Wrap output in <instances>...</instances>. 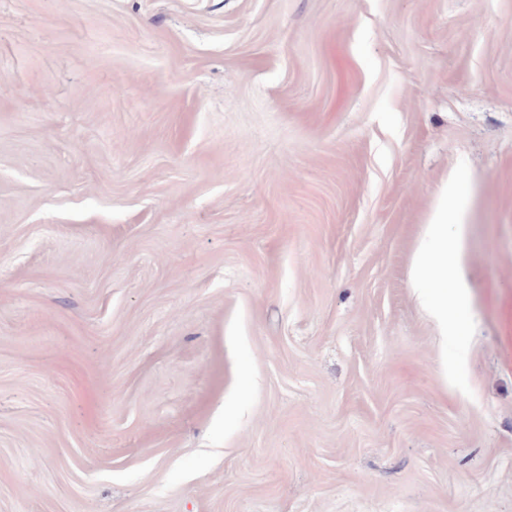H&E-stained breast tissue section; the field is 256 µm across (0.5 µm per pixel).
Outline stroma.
<instances>
[{
  "label": "stroma",
  "instance_id": "obj_1",
  "mask_svg": "<svg viewBox=\"0 0 512 512\" xmlns=\"http://www.w3.org/2000/svg\"><path fill=\"white\" fill-rule=\"evenodd\" d=\"M0 512H512V0H0ZM464 203L457 195L454 183L447 180L436 199L409 273L410 282L421 303L438 322L446 326L448 318L453 319L455 308L463 295L459 285L448 290V275L442 278L437 274L438 271L448 274L450 267L456 269L460 276L465 224L455 223V232L448 239V218L458 221Z\"/></svg>",
  "mask_w": 512,
  "mask_h": 512
}]
</instances>
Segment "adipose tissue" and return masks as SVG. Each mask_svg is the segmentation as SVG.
Returning a JSON list of instances; mask_svg holds the SVG:
<instances>
[{
    "instance_id": "ef3b65f1",
    "label": "adipose tissue",
    "mask_w": 512,
    "mask_h": 512,
    "mask_svg": "<svg viewBox=\"0 0 512 512\" xmlns=\"http://www.w3.org/2000/svg\"><path fill=\"white\" fill-rule=\"evenodd\" d=\"M463 208L464 202L457 195L454 183H444L409 273L421 303L443 324L453 317L462 299L461 288L449 287L441 273L461 264L463 232L449 230L448 222L459 218Z\"/></svg>"
}]
</instances>
